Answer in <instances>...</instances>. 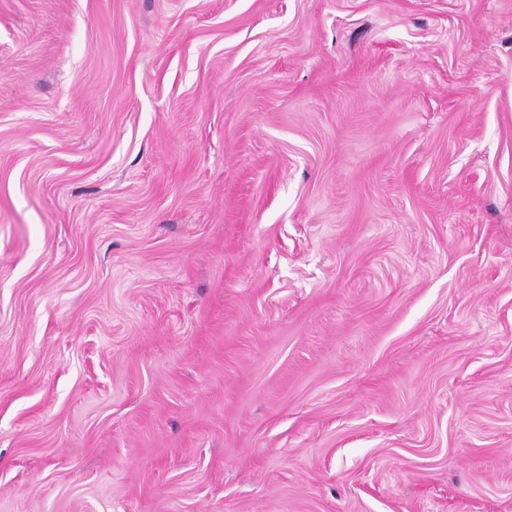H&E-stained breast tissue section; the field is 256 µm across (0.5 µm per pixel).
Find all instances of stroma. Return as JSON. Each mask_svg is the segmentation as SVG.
Instances as JSON below:
<instances>
[{
  "instance_id": "35a3bbf8",
  "label": "stroma",
  "mask_w": 512,
  "mask_h": 512,
  "mask_svg": "<svg viewBox=\"0 0 512 512\" xmlns=\"http://www.w3.org/2000/svg\"><path fill=\"white\" fill-rule=\"evenodd\" d=\"M0 512H512V0H0Z\"/></svg>"
}]
</instances>
